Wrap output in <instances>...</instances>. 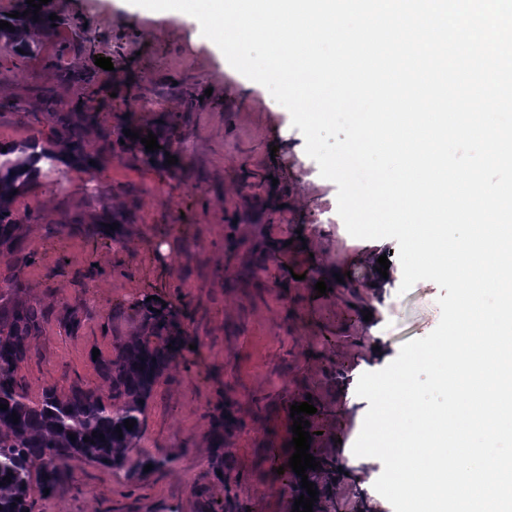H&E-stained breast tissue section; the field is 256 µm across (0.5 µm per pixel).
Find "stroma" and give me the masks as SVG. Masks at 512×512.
<instances>
[{
    "mask_svg": "<svg viewBox=\"0 0 512 512\" xmlns=\"http://www.w3.org/2000/svg\"><path fill=\"white\" fill-rule=\"evenodd\" d=\"M48 9L64 24L61 42L21 65L0 50V101L21 105L0 111V143L50 144L48 93L103 161L40 175L12 205L23 249L0 246V281L19 273L20 301L48 314L17 379L34 402L49 387L109 395L96 361L142 333L151 296L178 309L191 347L156 383L139 442L170 465L132 482L71 460L67 482L34 495L31 512H224L230 500L239 512H292L296 493L278 469L289 462L290 407L306 400L317 409L311 447L339 464L322 478L319 512H393L373 487L381 461L352 452L369 407L355 389L434 330L438 285L400 293L396 241L348 234L337 187L306 154L289 111L194 24L143 18L125 0H50ZM131 94L139 109L127 105ZM165 115L183 166L176 178L117 142ZM106 209L126 218L117 239L69 230ZM381 255L384 277L373 266ZM324 280L334 287L316 296ZM74 307L82 322L73 332ZM224 412L236 422L224 437L225 482L211 468L213 418Z\"/></svg>",
    "mask_w": 512,
    "mask_h": 512,
    "instance_id": "1",
    "label": "stroma"
}]
</instances>
